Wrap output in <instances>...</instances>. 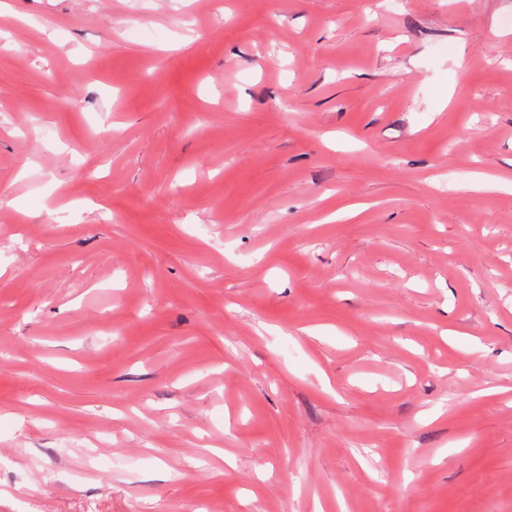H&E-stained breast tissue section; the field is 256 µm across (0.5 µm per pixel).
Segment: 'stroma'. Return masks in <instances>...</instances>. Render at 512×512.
Instances as JSON below:
<instances>
[{"mask_svg":"<svg viewBox=\"0 0 512 512\" xmlns=\"http://www.w3.org/2000/svg\"><path fill=\"white\" fill-rule=\"evenodd\" d=\"M510 15L0 0V512H512Z\"/></svg>","mask_w":512,"mask_h":512,"instance_id":"35a3bbf8","label":"stroma"}]
</instances>
